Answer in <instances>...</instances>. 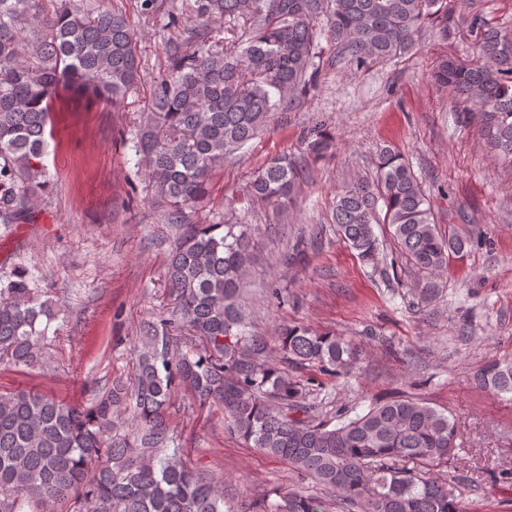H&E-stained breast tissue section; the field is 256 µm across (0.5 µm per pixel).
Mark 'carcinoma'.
<instances>
[{"label": "carcinoma", "instance_id": "cac0c4a2", "mask_svg": "<svg viewBox=\"0 0 512 512\" xmlns=\"http://www.w3.org/2000/svg\"><path fill=\"white\" fill-rule=\"evenodd\" d=\"M442 0H183L196 23L170 42L134 148L153 193L175 210L206 194L211 172L256 138L268 115L313 86L321 40L366 67L415 47ZM223 20L227 26H211ZM478 60L441 61L439 87L473 106L479 134L512 165V34L473 19ZM141 81L127 17L98 0H0V224H20L49 185L50 113L62 92L120 103ZM301 166L275 156L247 196L275 208L295 201ZM333 221L363 262L379 260L376 224L393 228L420 275L421 302L439 292L452 254L471 240L440 235L418 176L397 150H380L373 173L336 194ZM249 224H185L167 264L171 310L141 326L129 385L85 408L33 390L0 391V512H234L222 477L192 470L174 442L168 410L181 388L224 407L225 429L331 492L276 493L252 512H465L454 482L427 475L455 458L448 411L407 395L372 403L335 425L313 421L288 368L347 378L359 350L343 338L284 326L276 352L245 334ZM57 314L27 269L0 279V365L33 366ZM479 384L512 400V360H491Z\"/></svg>", "mask_w": 512, "mask_h": 512}]
</instances>
